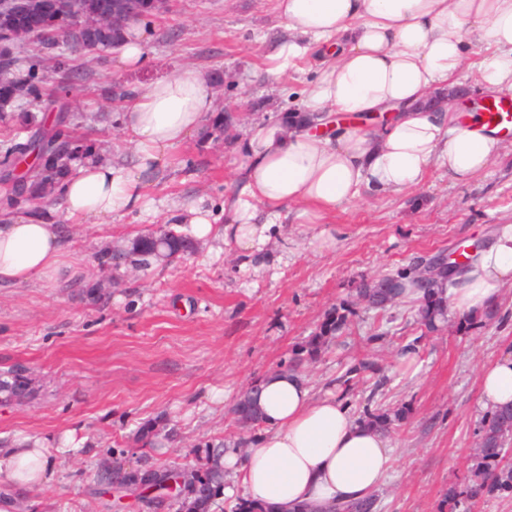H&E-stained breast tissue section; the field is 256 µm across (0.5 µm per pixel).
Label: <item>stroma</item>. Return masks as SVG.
I'll use <instances>...</instances> for the list:
<instances>
[{"instance_id": "35a3bbf8", "label": "stroma", "mask_w": 512, "mask_h": 512, "mask_svg": "<svg viewBox=\"0 0 512 512\" xmlns=\"http://www.w3.org/2000/svg\"><path fill=\"white\" fill-rule=\"evenodd\" d=\"M145 27L140 69H119L115 49L75 53L46 83L47 115L66 114L99 159L135 164L122 118L130 89L154 79L193 69L216 111L269 120L300 110L316 76L309 65L282 82L265 74L263 53L283 34L272 0H167ZM244 138L243 126L221 133L204 122L168 164L145 172L147 211L66 228L77 276L56 288L0 286V370L28 369L35 391L0 406V448L30 438L56 461L52 481L23 492L13 512H103L93 495L101 463L114 450L139 457L146 427L174 436L154 462L189 470L207 449L244 447L263 428L241 427L233 403L288 363L332 308L344 310L348 329L303 374L356 419H391L394 463L374 512H512V491L475 505L464 494L488 414L480 370L512 354V285L500 288L497 315L469 329L451 311L428 328L415 298L381 310L356 297L362 282L485 246L511 224L512 151L465 183L435 167L416 191L362 195L337 212L327 252L309 245L319 225L283 224L253 265L203 239L169 264L114 272L108 250L166 225L175 208L201 200L220 211Z\"/></svg>"}]
</instances>
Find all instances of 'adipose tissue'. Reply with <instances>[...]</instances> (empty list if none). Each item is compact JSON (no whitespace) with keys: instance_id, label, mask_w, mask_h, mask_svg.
<instances>
[{"instance_id":"ef3b65f1","label":"adipose tissue","mask_w":512,"mask_h":512,"mask_svg":"<svg viewBox=\"0 0 512 512\" xmlns=\"http://www.w3.org/2000/svg\"><path fill=\"white\" fill-rule=\"evenodd\" d=\"M287 32L264 57L279 80L312 52L325 59L303 90L307 113L350 117L342 128L288 119L252 122L224 200V224L191 203L173 214L202 239L222 235L244 262H258L277 224H325L361 189L400 194L420 189L433 165L455 182L486 171L506 147L499 129L480 113L459 121L454 91L472 67L484 91L512 94V0H275ZM482 48L465 53L466 39ZM214 110L199 73L182 70L134 89L123 133L134 166L88 159L66 176L60 209L0 218V284L59 280L71 265V244L56 212L75 224H105L113 214L145 205L144 170L164 165ZM373 114L367 127L355 116ZM512 284V224L458 277L438 279L458 315L482 312L499 289ZM485 407L512 403V355L481 371ZM266 430L246 448L224 451L233 474L224 495L244 497L275 512H322L336 503L369 497L392 470V444L374 425L354 420L335 393L317 396L304 375L274 371L258 382ZM32 467V476L21 473ZM54 460L25 443L0 448V480L32 488L50 478Z\"/></svg>"}]
</instances>
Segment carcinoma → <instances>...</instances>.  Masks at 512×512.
Here are the masks:
<instances>
[{
	"label": "carcinoma",
	"instance_id": "1",
	"mask_svg": "<svg viewBox=\"0 0 512 512\" xmlns=\"http://www.w3.org/2000/svg\"><path fill=\"white\" fill-rule=\"evenodd\" d=\"M34 8L26 9L18 0H0V109L18 99H27L35 105L41 101L48 68L65 70L68 66L67 50L79 47L89 54L119 44L125 32L124 23L133 18L146 17L156 11L152 0H66L74 26L61 29L59 12L43 10L37 5L45 0H26ZM58 32L53 38L44 40L46 53L31 58L25 78L14 72L17 59L14 47L33 36L41 37ZM86 146L64 131V121L58 120L53 128L25 142L13 137L0 146V168L13 171L22 156L35 155L41 159L35 174L23 179L22 187L12 186V193L3 200L7 208L19 201L36 195L39 191L53 190L68 175L67 165L79 158ZM188 236L170 227L140 236L132 242L129 251L112 256L115 266L126 264L133 269H146L152 260L162 256L184 254L191 250ZM415 287V282L402 276H385L373 284H363L357 289L358 299L375 307L391 305L402 297L404 291ZM419 314L426 325L444 317L441 290L422 289ZM346 328L345 317L327 314L307 345L297 351L296 358L286 366L288 371H297L302 362H314L319 357L324 338L334 336ZM33 395L30 380L22 369L0 374V400L11 402ZM241 423L254 425L259 416L253 409L251 390H245L234 407ZM512 404L492 411L484 420L480 438L472 448L476 461L477 479L466 489V496L478 500L485 494L497 490H512ZM222 452L209 455L206 462L192 470L179 488L177 512H215L224 495V469L219 465ZM178 472L175 465H156L148 461L127 469L120 474L127 490L138 492L137 500H147V491L163 492L170 475ZM376 498L360 502L336 504L327 507V512H372Z\"/></svg>",
	"mask_w": 512,
	"mask_h": 512
}]
</instances>
